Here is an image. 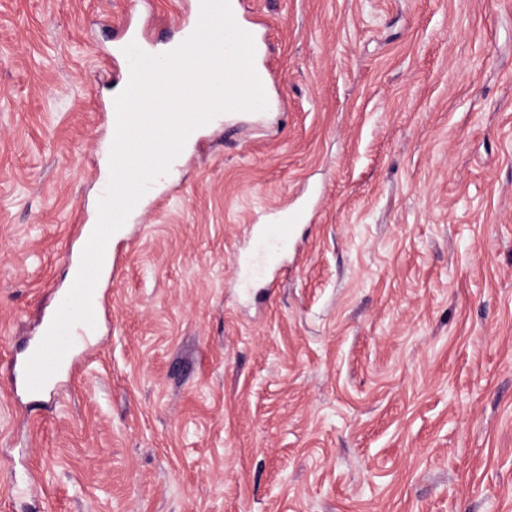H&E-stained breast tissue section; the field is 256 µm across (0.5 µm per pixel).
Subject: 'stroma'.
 Returning a JSON list of instances; mask_svg holds the SVG:
<instances>
[{
    "mask_svg": "<svg viewBox=\"0 0 512 512\" xmlns=\"http://www.w3.org/2000/svg\"><path fill=\"white\" fill-rule=\"evenodd\" d=\"M189 6L0 0V512H512V0H247L286 109L198 133L54 401L14 394L97 216L112 44ZM284 213L281 224H258L255 232V246L265 262H275L278 255L288 250L293 224H288V207L280 210Z\"/></svg>",
    "mask_w": 512,
    "mask_h": 512,
    "instance_id": "1",
    "label": "stroma"
}]
</instances>
